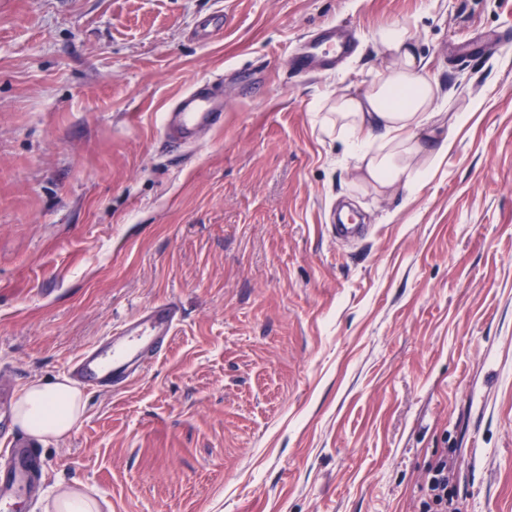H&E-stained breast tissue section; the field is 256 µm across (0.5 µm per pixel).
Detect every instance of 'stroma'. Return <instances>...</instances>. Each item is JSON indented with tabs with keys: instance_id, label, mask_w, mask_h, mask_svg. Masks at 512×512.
Returning <instances> with one entry per match:
<instances>
[{
	"instance_id": "1",
	"label": "stroma",
	"mask_w": 512,
	"mask_h": 512,
	"mask_svg": "<svg viewBox=\"0 0 512 512\" xmlns=\"http://www.w3.org/2000/svg\"><path fill=\"white\" fill-rule=\"evenodd\" d=\"M326 24L354 52L297 74ZM389 25L441 122L468 115L411 192L360 182L318 110L386 75ZM203 81L223 124L167 147ZM167 299L166 355L85 391L12 512L59 485L100 512H419L443 454L465 512H512V0H0V383L65 377Z\"/></svg>"
}]
</instances>
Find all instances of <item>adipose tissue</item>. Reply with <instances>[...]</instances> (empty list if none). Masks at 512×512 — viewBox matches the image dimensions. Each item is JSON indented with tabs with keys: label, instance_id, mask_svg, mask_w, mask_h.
Returning <instances> with one entry per match:
<instances>
[{
	"label": "adipose tissue",
	"instance_id": "adipose-tissue-1",
	"mask_svg": "<svg viewBox=\"0 0 512 512\" xmlns=\"http://www.w3.org/2000/svg\"><path fill=\"white\" fill-rule=\"evenodd\" d=\"M377 40L390 60L388 74L362 95L338 97L323 115L322 126L345 143L363 180L382 190L411 188L442 164L459 124H435L449 98L428 78L406 31L387 26L378 31ZM84 411L81 392L57 380L26 386L13 414L27 435L47 443L72 431Z\"/></svg>",
	"mask_w": 512,
	"mask_h": 512
}]
</instances>
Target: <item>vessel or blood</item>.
Masks as SVG:
<instances>
[{"mask_svg":"<svg viewBox=\"0 0 512 512\" xmlns=\"http://www.w3.org/2000/svg\"><path fill=\"white\" fill-rule=\"evenodd\" d=\"M350 42L329 26L310 39L295 59L298 72L315 71L327 61L352 53ZM224 121V100L211 83L201 82L180 95L166 112L164 137L178 148L191 143L197 132ZM181 320V311L170 301L153 303L101 337L71 364V377L84 388L109 390L128 384L167 349ZM6 465L0 466V512H11L16 497L36 491L43 478L39 449L15 438L6 449Z\"/></svg>","mask_w":512,"mask_h":512,"instance_id":"obj_1","label":"vessel or blood"}]
</instances>
